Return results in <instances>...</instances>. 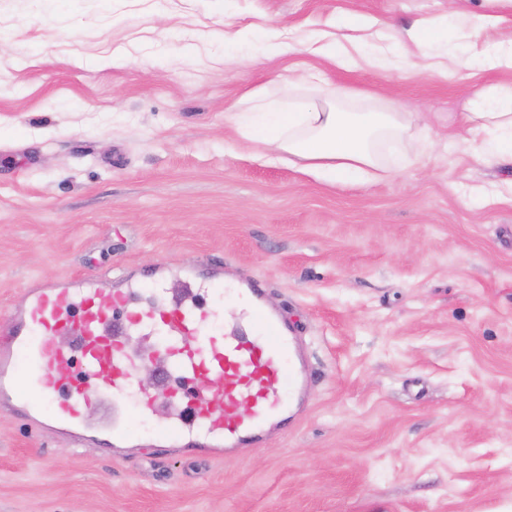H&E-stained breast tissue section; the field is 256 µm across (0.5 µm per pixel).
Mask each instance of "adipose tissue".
I'll return each mask as SVG.
<instances>
[{
  "instance_id": "ef3b65f1",
  "label": "adipose tissue",
  "mask_w": 512,
  "mask_h": 512,
  "mask_svg": "<svg viewBox=\"0 0 512 512\" xmlns=\"http://www.w3.org/2000/svg\"><path fill=\"white\" fill-rule=\"evenodd\" d=\"M453 16L459 36L469 41L462 56L448 47V36L434 21L421 19L404 37L390 38L379 20L350 16L346 34L324 36L316 52L337 69H364L381 75L409 63L433 76L448 77L481 62L490 70L512 72V26L503 16L457 9ZM249 108L225 113L248 142L263 146L276 160L301 162L305 172L329 181L364 183L381 168L379 148L401 141L409 128L406 112H339L324 97L311 99L304 111L277 109L265 93L248 94ZM457 131L480 159L512 164V85L475 87L462 112Z\"/></svg>"
}]
</instances>
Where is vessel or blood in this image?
Wrapping results in <instances>:
<instances>
[{
    "instance_id": "vessel-or-blood-1",
    "label": "vessel or blood",
    "mask_w": 512,
    "mask_h": 512,
    "mask_svg": "<svg viewBox=\"0 0 512 512\" xmlns=\"http://www.w3.org/2000/svg\"><path fill=\"white\" fill-rule=\"evenodd\" d=\"M183 276L186 296L149 308L131 306L129 289L91 281L30 289L25 307L0 326V411L36 424L48 407L56 432L108 452L126 447L134 414L153 409L152 397L138 390L125 347L135 333L164 344L169 412L157 447L236 451L263 440L304 394L307 364L296 338L252 283L238 295L261 333L217 335L212 325L219 314L204 298L223 288L220 269L203 280L188 270ZM289 370L295 383L286 397L281 382ZM203 375L205 394L193 386ZM95 407L105 414L93 421Z\"/></svg>"
}]
</instances>
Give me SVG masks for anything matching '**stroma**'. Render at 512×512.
<instances>
[{"label": "stroma", "instance_id": "stroma-1", "mask_svg": "<svg viewBox=\"0 0 512 512\" xmlns=\"http://www.w3.org/2000/svg\"><path fill=\"white\" fill-rule=\"evenodd\" d=\"M406 30L449 0H0V324L28 288L164 264L259 282L313 376L288 432L235 453L149 447L159 340L129 336L156 410L136 461L0 412V512H512V167L448 115L474 64L345 72L305 41L346 13ZM297 101L422 112L368 184L271 162L224 112L309 69Z\"/></svg>", "mask_w": 512, "mask_h": 512}]
</instances>
